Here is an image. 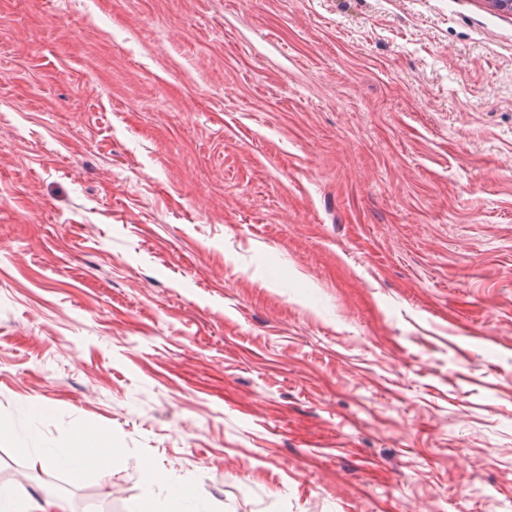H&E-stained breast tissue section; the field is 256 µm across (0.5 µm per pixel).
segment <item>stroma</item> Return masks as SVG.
Listing matches in <instances>:
<instances>
[{"instance_id":"35a3bbf8","label":"stroma","mask_w":512,"mask_h":512,"mask_svg":"<svg viewBox=\"0 0 512 512\" xmlns=\"http://www.w3.org/2000/svg\"><path fill=\"white\" fill-rule=\"evenodd\" d=\"M0 425L71 512H512V15L0 0ZM121 459L117 448H111L100 435L91 432L78 434L76 443L71 448H56L48 454L39 455L37 460L42 465H65L69 467L71 477L82 480L87 466H93L96 472L103 475L112 474V467ZM172 500L176 510L169 512H211L207 500L197 496L188 480L181 482L173 491Z\"/></svg>"}]
</instances>
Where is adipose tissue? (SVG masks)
Instances as JSON below:
<instances>
[{
  "mask_svg": "<svg viewBox=\"0 0 512 512\" xmlns=\"http://www.w3.org/2000/svg\"><path fill=\"white\" fill-rule=\"evenodd\" d=\"M121 459L118 449L108 446L105 439L91 432L79 433L75 444L69 448H56L41 455V464L67 466L74 480H82L88 467L97 473L111 474ZM0 512H69L66 500L51 491L32 497L0 488Z\"/></svg>",
  "mask_w": 512,
  "mask_h": 512,
  "instance_id": "obj_1",
  "label": "adipose tissue"
}]
</instances>
